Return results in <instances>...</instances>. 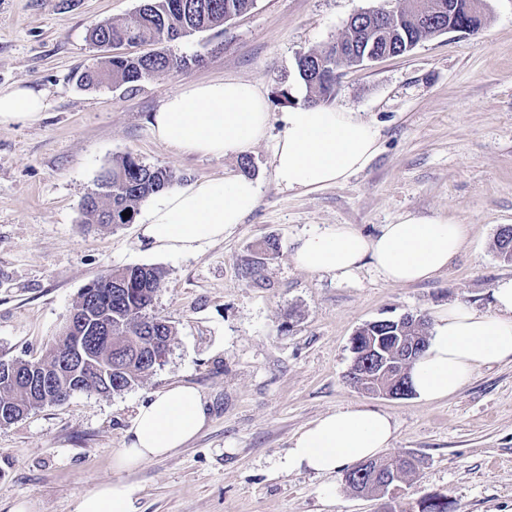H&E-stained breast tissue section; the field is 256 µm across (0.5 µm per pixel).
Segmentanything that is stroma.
<instances>
[{
  "label": "stroma",
  "mask_w": 512,
  "mask_h": 512,
  "mask_svg": "<svg viewBox=\"0 0 512 512\" xmlns=\"http://www.w3.org/2000/svg\"><path fill=\"white\" fill-rule=\"evenodd\" d=\"M141 0H0V88L43 92L39 122L0 127V359L37 360L60 335L83 288L112 270H164L153 314L175 328L166 364L110 396L77 392L0 426V512L23 500L36 512H73L98 484L140 489L139 512H379L384 501L446 495L452 512H512V362L479 369L448 399L368 394L348 378L352 338L364 324L406 314L432 317L464 303L493 308L512 262L495 247L512 225V0H483L476 34L447 33L366 68L344 69L333 108L373 122L379 151L346 181L309 193L280 186L273 153L289 89L304 103L298 58L321 51L360 11L396 0H255L224 26L166 45L198 58L135 88L80 85L109 56L90 30ZM253 83L271 112L250 151L256 208L223 240L192 254L147 252L137 224L87 223L84 198L101 173L130 154L169 168L179 184L240 174V155H184L148 125L189 82ZM408 213L465 225L448 269L390 285L371 266L345 278L293 260L303 235L349 224L366 235ZM279 244L262 255L265 240ZM261 261L258 276L246 270ZM174 383L196 387L207 411L198 435L133 472L112 466L141 406ZM348 405L388 413L390 456L424 457L418 474L385 499L361 495L343 473L286 472L291 439L323 413Z\"/></svg>",
  "instance_id": "1"
}]
</instances>
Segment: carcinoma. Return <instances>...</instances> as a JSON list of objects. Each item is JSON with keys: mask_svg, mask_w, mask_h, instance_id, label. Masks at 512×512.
<instances>
[{"mask_svg": "<svg viewBox=\"0 0 512 512\" xmlns=\"http://www.w3.org/2000/svg\"><path fill=\"white\" fill-rule=\"evenodd\" d=\"M255 0H141L139 8L120 22L96 25L90 34L93 43L105 45L136 40L154 45L168 44L195 32L220 27L234 17L248 11ZM483 24V14L460 10L453 26L462 32H476ZM448 25V16H433L427 24H414L405 13L392 24L387 35L372 31L361 16L351 18L344 37L354 39L355 48L376 50L397 56L411 51L421 40L437 35L441 26ZM332 52L322 51L298 58L300 78L308 91L307 103L318 105L336 96V68L331 66ZM199 59L155 52L146 57L112 56L103 65L87 69L80 75V83L98 86L110 82L129 87L170 71H187ZM175 176L164 167L147 165L128 154L112 163L98 180V190L83 202V212L89 224H130L139 204L149 196L173 186ZM127 216H122V212ZM164 279L162 269L136 265L112 272L94 282L89 289L91 300L111 308L112 335L96 336L92 340L90 361L82 368L66 369L58 377L59 392L81 390L101 395L119 393L132 388L151 373L155 366L149 358L163 346H171L175 330L165 319L149 313L154 297ZM382 337L389 350H398L397 324L381 319L361 327L353 337L354 363L349 379L354 386L372 391V383L364 373L373 368L371 355L365 353L370 337ZM408 343L415 344L407 367L426 350V328L407 333ZM54 356L42 360H0V425H9L22 418L31 409L58 400L32 390L33 377L53 365ZM424 464L423 458L404 461L394 467V458L383 457L362 463L345 473L346 483L365 494L382 493V485L390 478H403L416 472ZM445 495L428 494L417 501L416 512H448Z\"/></svg>", "mask_w": 512, "mask_h": 512, "instance_id": "obj_1", "label": "carcinoma"}]
</instances>
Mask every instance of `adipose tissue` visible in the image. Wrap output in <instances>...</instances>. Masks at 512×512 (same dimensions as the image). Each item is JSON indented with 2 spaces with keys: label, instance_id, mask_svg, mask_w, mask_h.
<instances>
[{
  "label": "adipose tissue",
  "instance_id": "adipose-tissue-1",
  "mask_svg": "<svg viewBox=\"0 0 512 512\" xmlns=\"http://www.w3.org/2000/svg\"><path fill=\"white\" fill-rule=\"evenodd\" d=\"M44 108L43 94L29 86L0 90V126L38 122ZM269 119L267 103L251 83L222 80L189 83L168 95L149 126L156 141L180 153L219 157L249 151L263 138ZM378 150L379 132L371 122L325 106H299L283 118L273 155L276 180L288 191L312 192L362 170ZM258 195V183L240 175L172 186L150 200L138 242L151 252H196L242 223ZM465 242L463 225L407 214L374 236L348 224L305 235L292 258L301 269L343 277L368 264L386 283L401 285L434 278ZM493 297L490 313L457 303L435 315L429 345L410 370L419 399H446L478 368L512 361V278L498 281ZM205 419L194 386H168L140 408L128 445L115 452L114 468L130 472L185 446ZM393 438L389 414L342 408L315 418L296 434L282 467L332 474L377 457ZM139 493L136 484L108 481L78 496L73 512H138Z\"/></svg>",
  "mask_w": 512,
  "mask_h": 512
}]
</instances>
